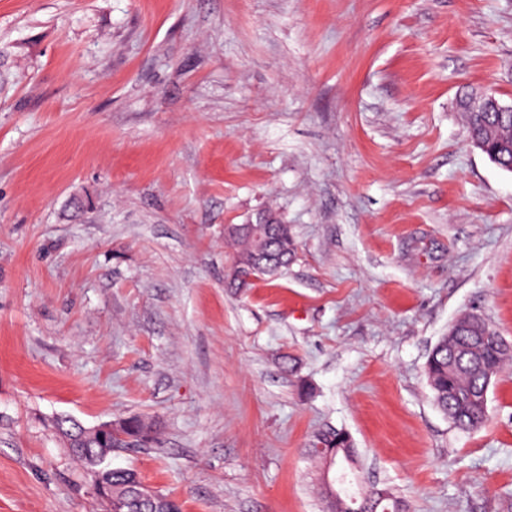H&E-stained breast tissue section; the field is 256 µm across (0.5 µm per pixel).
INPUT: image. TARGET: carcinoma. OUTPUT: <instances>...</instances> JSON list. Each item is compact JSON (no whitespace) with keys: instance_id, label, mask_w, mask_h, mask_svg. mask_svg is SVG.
I'll return each mask as SVG.
<instances>
[{"instance_id":"cac0c4a2","label":"carcinoma","mask_w":512,"mask_h":512,"mask_svg":"<svg viewBox=\"0 0 512 512\" xmlns=\"http://www.w3.org/2000/svg\"><path fill=\"white\" fill-rule=\"evenodd\" d=\"M470 141L478 142L484 151L498 159L501 169H512V119H499L493 113H465ZM262 234L270 239L267 277H276L292 263L296 244L286 224H262ZM232 242L239 246L235 257L230 287L249 286L243 279L260 264L256 242L246 231L236 234ZM452 335L439 339L428 356L425 373L436 406L462 430L478 429L488 421L487 377H498L512 360V342L506 340L489 323L480 328L472 325L469 314L460 315L449 327ZM122 436L108 438H78L75 446L94 452L96 448L144 447L153 442L152 427L138 417L123 421ZM308 455L329 465L357 469V452L349 434L328 428L317 434ZM141 481L131 468H116L112 472V498L117 503L126 500L127 485ZM358 492L343 493L341 498H327L330 512H407L406 504L390 489H378L369 499L352 503Z\"/></svg>"}]
</instances>
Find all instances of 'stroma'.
I'll return each instance as SVG.
<instances>
[{
	"instance_id": "stroma-1",
	"label": "stroma",
	"mask_w": 512,
	"mask_h": 512,
	"mask_svg": "<svg viewBox=\"0 0 512 512\" xmlns=\"http://www.w3.org/2000/svg\"><path fill=\"white\" fill-rule=\"evenodd\" d=\"M512 0H0V512H105L55 429L138 415L112 464L183 512H327L345 430L409 512H512V374L456 428L425 374L512 341ZM297 254L235 291L228 224ZM473 102L479 106V112H463L470 141L482 144L488 155L498 159L501 169L511 172V118L500 120L494 112H512V104H503L495 95L485 92L476 94ZM307 452L310 457L323 461L329 466H340L336 468L334 478L338 491L350 481V475L345 469L357 470L356 448H353L349 434L342 429L327 428L320 432L315 436Z\"/></svg>"
}]
</instances>
